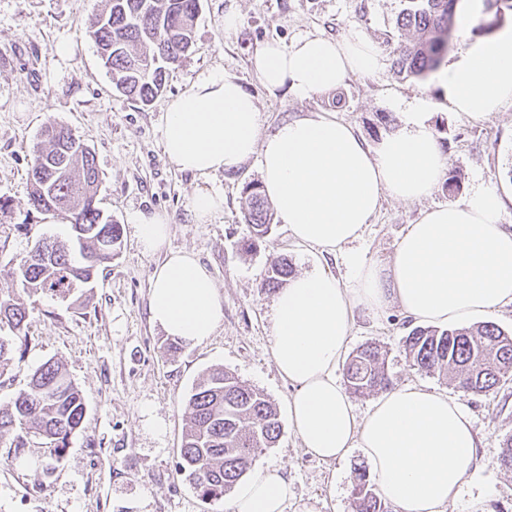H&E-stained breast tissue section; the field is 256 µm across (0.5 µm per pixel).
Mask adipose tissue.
Returning <instances> with one entry per match:
<instances>
[{"instance_id": "obj_1", "label": "adipose tissue", "mask_w": 512, "mask_h": 512, "mask_svg": "<svg viewBox=\"0 0 512 512\" xmlns=\"http://www.w3.org/2000/svg\"><path fill=\"white\" fill-rule=\"evenodd\" d=\"M364 37L306 36L291 47L265 44L253 66L270 92L298 98L335 90L351 74L381 69ZM433 77L453 111L484 119L512 101V28L470 42ZM423 100L403 113L399 130L369 148L357 129L317 112L262 134L255 97L216 69L201 74L166 109L163 151L183 172L232 173L258 157L262 186L279 220L303 246L326 257L345 253L340 282L321 267L294 276L271 306L272 357L294 388L288 414L303 448L329 462L359 450L381 494L398 512H446L470 485L498 495L480 463L465 408L426 386L385 392L358 414L336 371L351 337L355 309L377 315L391 304L417 322L463 323L512 306V231L501 224L503 200L479 188L459 204L421 211L392 260L368 262L351 244L384 197L417 201L447 171ZM145 253L162 254L151 283L153 323L179 341L205 342L224 318L212 273L189 251L166 248L169 222L135 218ZM295 497L281 467L255 469L235 490L233 512H286Z\"/></svg>"}]
</instances>
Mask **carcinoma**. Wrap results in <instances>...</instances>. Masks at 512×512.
Here are the masks:
<instances>
[{
  "label": "carcinoma",
  "instance_id": "carcinoma-1",
  "mask_svg": "<svg viewBox=\"0 0 512 512\" xmlns=\"http://www.w3.org/2000/svg\"><path fill=\"white\" fill-rule=\"evenodd\" d=\"M460 0H408L397 18L398 30L409 35L393 60L397 74L424 78L445 58L456 33ZM200 0H106L94 14L87 32L96 43L115 88L124 96L149 105L165 87L168 71L188 56ZM512 12V0H484L474 31L489 33ZM44 145L29 172L31 206L54 211L68 220L66 244L38 240L13 257L15 275L25 293L71 295L91 287L97 269L112 262L111 244L120 238V225L98 206L99 171L89 147L73 146L79 136L69 127L50 125ZM61 168L66 176H55ZM250 237L246 251L271 230L270 204L257 184L244 188ZM293 275L288 258L274 260L263 287L278 288ZM26 308L17 289L0 288V376L13 364L16 344L27 340ZM411 367L425 372L449 371L460 392L481 395L512 378V333L492 322L452 329L416 327L403 338ZM347 389L358 396L386 391L391 380L386 353L366 343L352 353L344 369ZM189 424L181 448V472L205 501L231 490L252 466L256 456L272 447L281 434L277 408L262 392L222 367L200 380L186 403ZM86 406L77 385L57 361H47L31 375L28 387L10 406L0 409V440L13 436L15 455L28 436L46 441L61 459L81 428ZM355 512H385L366 469L359 470L353 488Z\"/></svg>",
  "mask_w": 512,
  "mask_h": 512
}]
</instances>
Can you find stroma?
Listing matches in <instances>:
<instances>
[{
	"label": "stroma",
	"instance_id": "1",
	"mask_svg": "<svg viewBox=\"0 0 512 512\" xmlns=\"http://www.w3.org/2000/svg\"><path fill=\"white\" fill-rule=\"evenodd\" d=\"M405 5V0H201L192 54L145 106L115 89L86 34L103 0H0V285L12 283L10 258L38 238L66 236L64 221H49L29 204L28 173L48 125L72 128L91 149L101 179L98 205L122 232L111 263L99 269L83 304L43 294L22 298L27 340L14 352L13 371L0 377V407L53 359L65 365L80 389L86 415L58 461L38 439H29L19 456L9 439L0 440V512H232V494L202 501L177 472L185 400L217 366L262 391L278 408L281 435L257 456L256 465L281 466L294 484L296 504L314 505L317 512H353L355 476L365 459L356 450L337 462L306 453L288 417L293 388L279 376L271 354L275 292L261 282L280 255L288 256L295 273L310 270L311 251L278 221L256 247L243 251L250 235L243 188L261 179L257 158L228 174L182 172L163 152L162 128L168 102L212 69L236 76L256 97L265 134L282 122L328 112L354 125L374 148L399 129L409 103L421 98L460 189L451 194L440 185L413 202L384 198L355 250L367 261L389 262L422 209L463 202L478 187L497 190L503 222L512 229V104L488 120L473 119L451 110L431 79L396 76L392 61L402 42L396 18ZM229 11L239 16L231 30L222 22ZM307 35L366 37L385 66L308 99L269 93L254 72L256 53L265 43L288 46ZM65 39L81 45L69 59L56 52ZM199 188L224 195L223 210L204 223L191 209ZM140 212L167 215L170 248L195 253L214 277L224 320L202 344L181 343L167 351L168 336L149 318L150 282L162 256L139 246L133 218ZM414 326L395 305L376 317L359 309L348 348L381 345L393 386L423 384L458 396L471 414L482 462L502 491L485 500L479 487H466L446 512H469L478 499L483 512H512V471L499 465L503 440L512 434V381L486 395H458L448 376L410 367L402 339Z\"/></svg>",
	"mask_w": 512,
	"mask_h": 512
}]
</instances>
